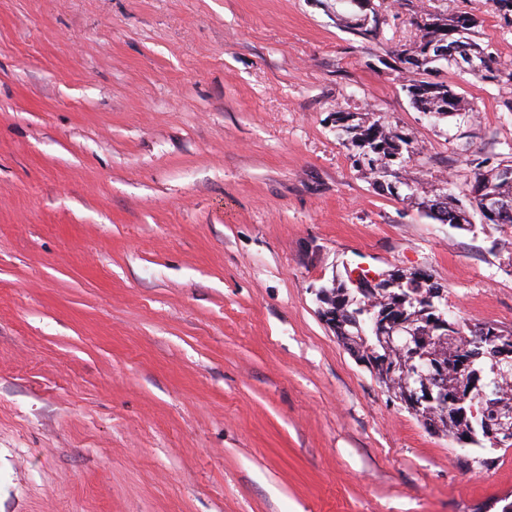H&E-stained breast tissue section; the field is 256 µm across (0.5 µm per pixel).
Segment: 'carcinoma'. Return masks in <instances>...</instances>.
Listing matches in <instances>:
<instances>
[{"label": "carcinoma", "mask_w": 512, "mask_h": 512, "mask_svg": "<svg viewBox=\"0 0 512 512\" xmlns=\"http://www.w3.org/2000/svg\"><path fill=\"white\" fill-rule=\"evenodd\" d=\"M410 8L412 23L418 34L416 39L402 46L395 55V61L407 75L405 88L415 107L423 114L436 120L456 115L466 110L464 97L452 90L446 81H433L428 76L437 74L448 66H459L453 55H444L435 60L431 51L439 43L446 41L448 46L459 45L464 51L480 58L484 67L477 76L484 81L512 82V71H503L496 66L494 57L485 52L476 40L477 19L472 15L448 16L441 12L426 13L406 0ZM336 131L346 137L357 158L369 157L368 175L374 185L384 186L393 183L407 190L402 199L408 200L425 213L443 223L456 228L471 225L469 212L458 198L452 194L431 187L428 194L418 195L419 182L408 176L407 162L416 152L414 140L393 126L385 117L373 112L356 119L349 112H336ZM512 163H499L487 167L476 164L474 183L471 186L472 205L480 210L482 198L494 195L506 203L498 212L497 224H512ZM441 285L429 279L413 286L399 285L383 288L376 294L362 300H354L355 293L349 288H336V328L341 335L352 334L347 325L348 315L353 312L367 314L381 313L393 323H404L417 336L421 345L418 355L432 356L437 353L448 358V372L441 379L445 398L439 403L424 409L414 417L428 429L454 439L461 448L476 446L485 448L492 445L482 425L481 411L493 405L512 408V392L509 381L512 380V366L496 365L492 359L480 356L484 347L480 346L473 334H465L453 328L455 322H448L447 333L433 328L439 312L434 307L441 305ZM349 351L369 350L375 354V377L388 393L397 400H404L406 393L415 382V354L398 348L385 349L376 333L343 340ZM394 363L398 370L391 373L384 366V360ZM472 371L483 373L495 390L496 397L490 401H477L475 411H469V405H456L454 398L458 387Z\"/></svg>", "instance_id": "carcinoma-1"}]
</instances>
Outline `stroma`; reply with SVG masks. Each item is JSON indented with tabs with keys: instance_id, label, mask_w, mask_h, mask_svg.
I'll return each instance as SVG.
<instances>
[{
	"instance_id": "35a3bbf8",
	"label": "stroma",
	"mask_w": 512,
	"mask_h": 512,
	"mask_svg": "<svg viewBox=\"0 0 512 512\" xmlns=\"http://www.w3.org/2000/svg\"><path fill=\"white\" fill-rule=\"evenodd\" d=\"M471 13L512 70V26ZM0 0V512H501L511 448H458L319 315L333 278L420 270L512 330V226L459 230L359 172L337 111L409 133L468 201L512 160V84L449 68L429 122L373 0Z\"/></svg>"
}]
</instances>
